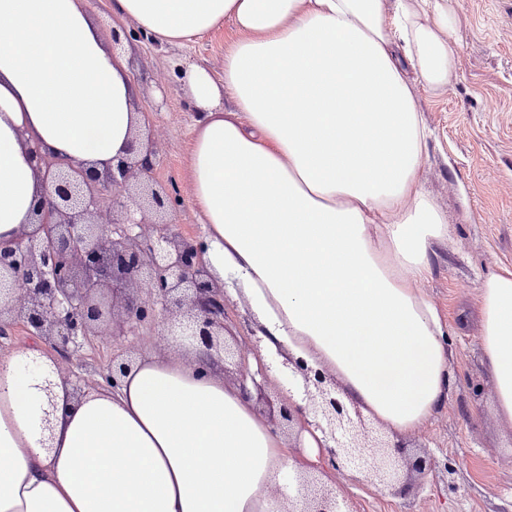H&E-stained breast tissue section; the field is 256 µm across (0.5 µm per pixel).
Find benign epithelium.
<instances>
[{"instance_id":"7a95c632","label":"benign epithelium","mask_w":512,"mask_h":512,"mask_svg":"<svg viewBox=\"0 0 512 512\" xmlns=\"http://www.w3.org/2000/svg\"><path fill=\"white\" fill-rule=\"evenodd\" d=\"M157 145L152 135L135 137L121 156L98 169L87 163L62 162L39 147L29 162L44 192L33 209L31 231L0 240V335L22 328L63 356L78 354L93 336H123L126 330L162 322L167 335L209 360L222 350L238 358L227 381L246 399L264 400L267 366L251 372L248 353L258 344L246 338L231 349L224 342L227 300L224 286L202 258V241L171 229L166 190L155 180ZM132 360L115 355L105 375L119 385ZM283 367L303 378L304 404L280 398L279 416H268L278 431L293 423L324 435L322 450L335 469L363 475L381 488L403 484L402 470L422 474L427 459L410 458L400 446L373 434L361 410L346 403L337 382L290 358ZM41 379L47 407L42 409L41 444L50 448L55 409V379L67 380L58 359L53 369L37 357L20 364ZM288 483L300 488L302 512H344L336 496L297 472Z\"/></svg>"}]
</instances>
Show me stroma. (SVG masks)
Wrapping results in <instances>:
<instances>
[{"label":"stroma","instance_id":"obj_1","mask_svg":"<svg viewBox=\"0 0 512 512\" xmlns=\"http://www.w3.org/2000/svg\"><path fill=\"white\" fill-rule=\"evenodd\" d=\"M460 22L454 38L457 76L443 90L423 83L412 93L433 132L422 162L424 190L448 216L447 244L436 246L423 288L451 327L454 385L435 418L407 442L429 467L399 495L341 471L322 482L350 512H512V428L492 406L481 361L477 301L482 274L512 271V0H449ZM102 32L131 36L129 72L139 85L138 109L159 141L156 179L171 196L175 231L199 235L191 206L187 159L195 114L176 83L180 64L224 74L237 34L231 22L177 44H158L136 24L113 15L111 0H86ZM163 325L151 342L130 332L93 339L68 362L73 374L102 381L113 353L171 352Z\"/></svg>","mask_w":512,"mask_h":512}]
</instances>
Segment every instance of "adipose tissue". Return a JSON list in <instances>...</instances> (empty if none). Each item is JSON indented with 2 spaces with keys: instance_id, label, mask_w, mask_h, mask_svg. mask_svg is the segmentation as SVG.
I'll return each instance as SVG.
<instances>
[{
  "instance_id": "adipose-tissue-1",
  "label": "adipose tissue",
  "mask_w": 512,
  "mask_h": 512,
  "mask_svg": "<svg viewBox=\"0 0 512 512\" xmlns=\"http://www.w3.org/2000/svg\"><path fill=\"white\" fill-rule=\"evenodd\" d=\"M158 43L240 32L224 77L176 75L196 115L188 160L203 257L260 339L258 361L325 372L393 440L411 438L453 383L450 329L422 289L448 218L422 189L430 137L412 79L456 75L448 0H112ZM124 52L82 0H0V239L40 192L19 127L76 162L106 163L142 124ZM480 347L512 425V272L479 285ZM0 359V512H286L284 472L319 463L212 365L140 359L121 385L57 389L52 450L38 393Z\"/></svg>"
}]
</instances>
